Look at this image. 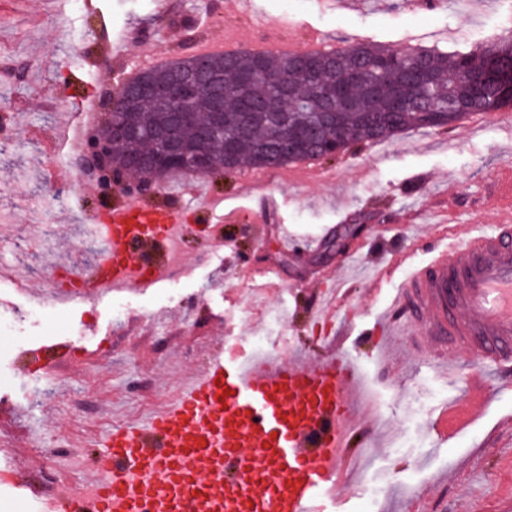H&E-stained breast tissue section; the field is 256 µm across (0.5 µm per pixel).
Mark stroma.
<instances>
[{
    "instance_id": "1",
    "label": "stroma",
    "mask_w": 512,
    "mask_h": 512,
    "mask_svg": "<svg viewBox=\"0 0 512 512\" xmlns=\"http://www.w3.org/2000/svg\"><path fill=\"white\" fill-rule=\"evenodd\" d=\"M155 0H0V116L25 131L0 158V184L16 193L0 205V246L23 250L19 268L27 286L0 305V317L21 312L45 291L53 262L80 266L72 244L77 225L92 223L101 195L79 207L57 202L37 214L32 190L69 185L71 155L45 154L33 131L75 128L87 100H100L111 80L162 61L192 54V42L213 30L242 35L249 18L234 0H172L165 16ZM266 20L301 39L303 23L332 41L361 35L397 50L409 42L449 50L507 36L500 15L512 0H442L427 13L404 0H259ZM125 39L114 58L112 43ZM512 170V126L480 125L465 117L453 128L405 132L350 148L335 159L292 162L253 179L239 170L206 179L221 202L224 248L212 251L201 204L171 178L175 202L190 230L169 276L149 288L126 289L124 315L111 297L68 303L44 320L21 325L0 346V469L31 480L44 465L37 444L67 437L74 453L70 481L88 470L112 426L142 420L176 397L220 346L253 354L263 337L282 357H316L317 336H346L364 388L377 396L388 428L374 438L372 456L354 484L336 488L340 512H361L369 488L384 484L375 512H505L512 508V390L491 387L480 418L448 439L432 424L459 398L463 382L439 379L425 340L401 345L398 360L382 369L372 353L370 329L386 312L413 266L450 231L497 224L505 206L495 181ZM276 195L268 221L250 222L253 190ZM298 241L280 251V231ZM342 285L347 306L333 321L314 325L323 292ZM85 347L77 361L52 370L33 366L30 350L49 337ZM407 446L392 452L394 436Z\"/></svg>"
}]
</instances>
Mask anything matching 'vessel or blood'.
<instances>
[{"label": "vessel or blood", "instance_id": "obj_1", "mask_svg": "<svg viewBox=\"0 0 512 512\" xmlns=\"http://www.w3.org/2000/svg\"><path fill=\"white\" fill-rule=\"evenodd\" d=\"M107 220L101 258L60 296L96 300L168 274L167 262L156 261L142 278L138 257L177 233L184 215L175 203L129 196ZM379 331L386 341L425 336L436 366L454 377L456 353L481 363L466 390L484 396L486 371H512V219L488 232L449 233L447 246L398 289ZM71 353L68 343L44 344L36 362L49 370ZM361 385L338 345L309 363H244L225 351L149 420L108 430L91 485L69 487L41 512H142L145 504L151 512H332V492L355 457Z\"/></svg>", "mask_w": 512, "mask_h": 512}]
</instances>
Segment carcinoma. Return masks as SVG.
<instances>
[{
	"label": "carcinoma",
	"mask_w": 512,
	"mask_h": 512,
	"mask_svg": "<svg viewBox=\"0 0 512 512\" xmlns=\"http://www.w3.org/2000/svg\"><path fill=\"white\" fill-rule=\"evenodd\" d=\"M294 57L258 56L248 50L233 55L173 58L140 74L160 87L172 73L202 69L224 85V135L236 139L235 164L274 169L307 159H286L276 151L283 134L316 128V142L336 143L343 152L353 144L386 141L407 130L450 126L472 112L512 109V98L500 76L512 72V38L492 41L475 49L452 52L421 46L390 50L374 43L356 42L334 54L293 64ZM288 78L297 98L288 103V128L275 124L266 106L274 81ZM336 89L332 101L336 121L316 123L320 101ZM191 122L172 127L168 110L153 97L143 101L132 119L145 130L174 129L187 144L197 141L211 123L213 104L202 97L191 104ZM156 148L141 137L125 142L112 161Z\"/></svg>",
	"instance_id": "obj_1"
}]
</instances>
